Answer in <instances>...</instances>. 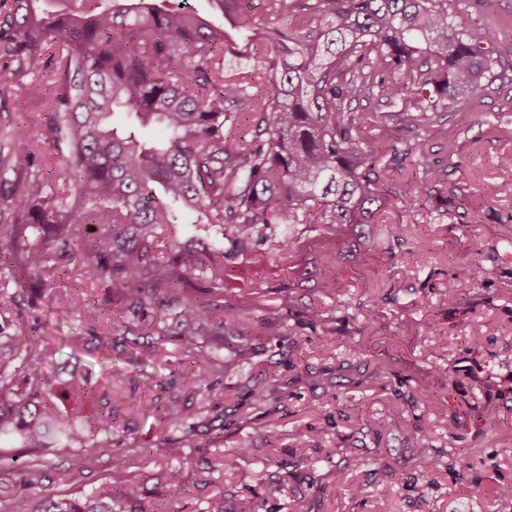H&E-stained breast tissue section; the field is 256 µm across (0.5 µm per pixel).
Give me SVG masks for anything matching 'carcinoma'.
I'll return each instance as SVG.
<instances>
[{"label": "carcinoma", "instance_id": "obj_1", "mask_svg": "<svg viewBox=\"0 0 512 512\" xmlns=\"http://www.w3.org/2000/svg\"><path fill=\"white\" fill-rule=\"evenodd\" d=\"M164 2L0 0V294L15 308L0 329V441L71 448L70 472L85 468L84 449L116 447L120 411L102 377L59 387L44 374L64 346L30 336V298L74 302L95 334L143 328L183 348L238 336L233 357L244 360L256 328L283 314L264 307L257 320L225 303L224 260L304 211L334 235L372 223L385 203L351 112L357 93L375 88L392 106L410 93L392 116L425 138L441 109L469 125L465 98L498 65L486 49L494 31L457 27L443 0H207L206 12ZM43 73L51 110L22 126L14 101ZM118 111L157 137L114 126ZM175 224H204L213 237L161 240ZM66 275L85 291L58 287ZM228 366L218 350L189 364L183 384L202 400L193 415L176 396L151 401L160 441H197ZM62 399L72 416H56ZM142 500L133 482L103 483L42 512Z\"/></svg>", "mask_w": 512, "mask_h": 512}]
</instances>
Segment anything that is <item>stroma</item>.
<instances>
[{"instance_id": "1", "label": "stroma", "mask_w": 512, "mask_h": 512, "mask_svg": "<svg viewBox=\"0 0 512 512\" xmlns=\"http://www.w3.org/2000/svg\"><path fill=\"white\" fill-rule=\"evenodd\" d=\"M446 5L460 27L499 33L495 78L468 104L475 123L461 129L439 112L422 146L383 119L375 96L353 101L385 171L388 205L375 223L336 238L322 235L315 215L302 216L229 262L225 300L255 313L276 306L284 318L252 339L248 363L223 375L231 393L209 408L197 446L157 440L141 415L155 395L181 392L189 353L169 340L155 361L152 339L117 329L112 388L125 413L116 449H87L85 469L70 475L68 449L0 447V510L19 492L41 512L46 498L133 481L170 512H209L215 500L236 512L253 494L259 512H512L495 495L512 479V196L501 192L512 183L501 163L512 154V0ZM430 164L444 169L441 181L427 180ZM287 237L293 249L283 255L277 243ZM325 278L345 282L343 294L321 289ZM27 314L53 342L74 340L72 359L50 370L56 382L97 368L101 348L75 310L42 296ZM258 374L281 390L262 406L247 396ZM408 423L431 426L429 438L408 441ZM228 452L237 455L230 473L216 465ZM170 465L185 494L165 482ZM258 468L268 475L261 487L251 481Z\"/></svg>"}]
</instances>
